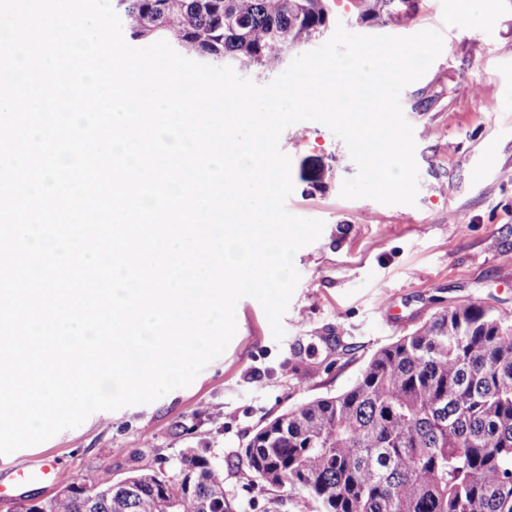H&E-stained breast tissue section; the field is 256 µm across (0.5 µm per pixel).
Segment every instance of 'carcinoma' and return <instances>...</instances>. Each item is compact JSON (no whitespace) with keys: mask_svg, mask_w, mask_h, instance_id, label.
<instances>
[{"mask_svg":"<svg viewBox=\"0 0 512 512\" xmlns=\"http://www.w3.org/2000/svg\"><path fill=\"white\" fill-rule=\"evenodd\" d=\"M397 25L401 0H349ZM133 39L164 38L205 62L280 70L284 50L333 23L328 0H115ZM236 472L306 493L309 512H512V321L470 302L377 350L347 389L257 429ZM235 512L224 467L189 449L170 471L52 496L45 512Z\"/></svg>","mask_w":512,"mask_h":512,"instance_id":"1","label":"carcinoma"}]
</instances>
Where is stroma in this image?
Masks as SVG:
<instances>
[{
  "label": "stroma",
  "instance_id": "obj_1",
  "mask_svg": "<svg viewBox=\"0 0 512 512\" xmlns=\"http://www.w3.org/2000/svg\"><path fill=\"white\" fill-rule=\"evenodd\" d=\"M338 22L362 35H443V50L400 101L414 128L419 190L415 205L340 195L356 172L345 142L317 122L285 129L294 191L286 207L324 223L301 248L299 283L275 339L258 301L236 306L237 332L191 385L147 405L93 413L79 427L0 456V474L54 464L43 483L13 482L0 512L54 495L71 483L94 486L139 468L172 467L193 448L224 465L225 488L244 512H302V490L248 484L230 468L257 429L278 414L349 387L381 347L439 311L477 302L512 320V0L480 28L448 24V0H421L415 19L357 24L345 0Z\"/></svg>",
  "mask_w": 512,
  "mask_h": 512
}]
</instances>
